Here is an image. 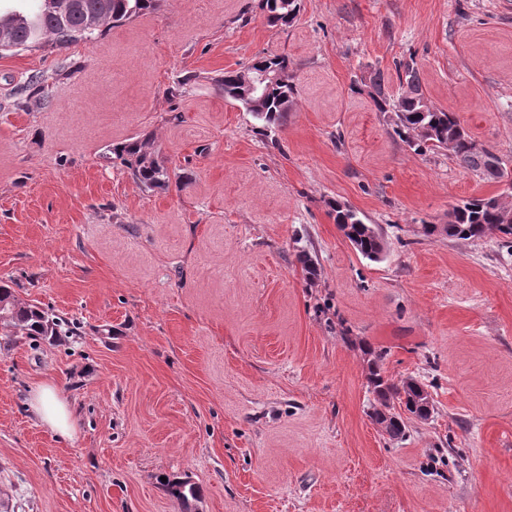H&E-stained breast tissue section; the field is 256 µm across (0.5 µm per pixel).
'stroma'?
<instances>
[{
    "mask_svg": "<svg viewBox=\"0 0 512 512\" xmlns=\"http://www.w3.org/2000/svg\"><path fill=\"white\" fill-rule=\"evenodd\" d=\"M299 4L281 29L256 0H161L0 53V281L83 327L0 330L10 512H512V247L417 231L503 186L414 153L350 89L378 70L398 95L394 64L415 60L512 172V0ZM270 54L297 95L266 128L219 81ZM147 133L183 181L149 191L113 159ZM336 200L379 226L384 260L354 250ZM373 354L432 396L404 439L371 417ZM45 379L73 436L27 407Z\"/></svg>",
    "mask_w": 512,
    "mask_h": 512,
    "instance_id": "obj_1",
    "label": "stroma"
}]
</instances>
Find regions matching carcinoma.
<instances>
[{
    "instance_id": "cac0c4a2",
    "label": "carcinoma",
    "mask_w": 512,
    "mask_h": 512,
    "mask_svg": "<svg viewBox=\"0 0 512 512\" xmlns=\"http://www.w3.org/2000/svg\"><path fill=\"white\" fill-rule=\"evenodd\" d=\"M37 7L32 12L22 10L0 11V28L9 33V42L0 44V51L27 49L46 39L66 45L88 38L101 27L121 24L134 17L152 12L159 7V0H69L71 6L58 10L55 0H34ZM257 8L266 15L269 23L281 27L293 24L299 12L298 0H257ZM250 67L264 70L289 68L288 57L264 56L255 59ZM395 67L405 89L396 97L385 90L381 71L370 72L369 79H356L351 91L361 92V85L369 84V95L378 112L395 115L393 133L416 153L449 149L458 164L487 182L500 183L508 172L502 158L492 150L476 143L460 120L451 112L425 104L416 62L397 61ZM224 99L240 104L264 127L282 122L290 111L297 94L290 82L276 83L267 88L259 100L245 99L239 93L236 71L224 72L219 82ZM150 137L132 138L112 148V155L127 168L133 179L148 190L168 188L171 178H184L182 173L171 174L158 160L155 152L148 150ZM335 222L347 224L353 232L351 245L365 259L381 261L387 253V242L375 224H367L351 207L336 203L332 206ZM505 206L500 197L471 198L453 206L446 224H421L419 233L424 237L436 234L457 240H470L499 235L512 237V223H505ZM13 328L34 339H53L61 333L79 337V328L66 319L33 303L20 300L15 290L7 284L0 285V328ZM381 357L370 360L368 381L376 395L378 407L373 409V419L384 426L386 434L396 440L406 436L407 421L401 413L393 412L394 402H399L409 418L429 419L431 412L417 406L418 391L425 386L414 378L398 383L381 374Z\"/></svg>"
}]
</instances>
